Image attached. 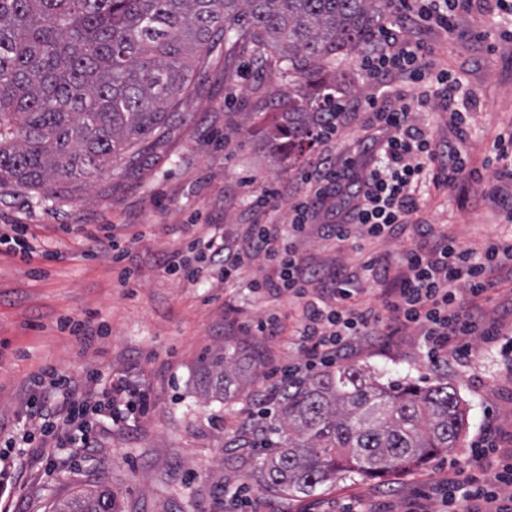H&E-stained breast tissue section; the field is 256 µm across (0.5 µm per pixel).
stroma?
Instances as JSON below:
<instances>
[{"label":"stroma","mask_w":512,"mask_h":512,"mask_svg":"<svg viewBox=\"0 0 512 512\" xmlns=\"http://www.w3.org/2000/svg\"><path fill=\"white\" fill-rule=\"evenodd\" d=\"M436 56L463 83L469 97V137L464 148L483 179L446 192L423 191L422 216L460 245L481 249L512 238V223L484 197L493 178L486 168L498 133L512 128V44L488 52L471 26L431 41ZM297 88L280 73L256 72L250 47L213 54L192 84V95L167 123L164 136L117 159L87 189L49 195L9 188L0 191V225L27 227L33 250L21 260L0 245V454L11 451V429L22 412L29 380L51 364L73 379L102 369L107 378L130 376L149 386L154 404L147 416L119 425L95 422L99 448L88 460L79 449L58 448L51 462L22 458L0 512H52L53 502L102 486L112 490L118 512H408L428 503L443 512L442 476L479 463L492 476L512 452V301L494 290L482 305L498 336H474L466 361L437 366L422 337L383 334L357 345L348 365L388 380L452 384L463 398L468 429L458 448L432 462L389 473L382 479H339L310 496L285 497L261 488L255 465L264 448H234L231 440L256 426L273 427L249 394L224 401L205 396L207 358L247 349L263 368L295 365L302 356L250 325L270 312H287V296L255 294L249 280L259 263L246 266L239 283L215 276L190 284L171 277L161 256L186 251L195 239L239 237V214L268 187L295 191L296 174L318 147L284 158L272 134L280 124L275 102ZM106 224L127 243L122 281L107 242L92 243L83 229ZM312 263L354 264L351 245L335 247L310 231L297 239ZM53 260H44V253ZM106 325L93 346L58 329L59 319ZM496 451L473 460L482 441Z\"/></svg>","instance_id":"35a3bbf8"}]
</instances>
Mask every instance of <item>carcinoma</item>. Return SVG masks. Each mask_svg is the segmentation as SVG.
<instances>
[{
    "mask_svg": "<svg viewBox=\"0 0 512 512\" xmlns=\"http://www.w3.org/2000/svg\"><path fill=\"white\" fill-rule=\"evenodd\" d=\"M392 0H0V189L81 191L112 161L159 136L216 50L252 46L304 91L276 135L301 151L336 129V66L371 43ZM257 365L237 354L209 367L228 399ZM467 414L446 382H381L360 369L290 378L277 398L280 441L257 470L283 496L338 478H376L457 447ZM53 512H114L112 491L83 490Z\"/></svg>",
    "mask_w": 512,
    "mask_h": 512,
    "instance_id": "cac0c4a2",
    "label": "carcinoma"
}]
</instances>
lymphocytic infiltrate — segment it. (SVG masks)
<instances>
[{
  "label": "lymphocytic infiltrate",
  "mask_w": 512,
  "mask_h": 512,
  "mask_svg": "<svg viewBox=\"0 0 512 512\" xmlns=\"http://www.w3.org/2000/svg\"><path fill=\"white\" fill-rule=\"evenodd\" d=\"M393 2V19L380 29L378 51L360 62L367 76L386 89L384 97L369 98L362 107L360 118L368 132L364 159L324 153L300 174L287 223L276 218L281 190L268 188L252 200L245 229L234 244L209 242L207 253L193 265L170 259L163 263L165 273L188 281L214 268L229 283L245 265L262 260L267 273L252 279L250 288L288 296L294 313L287 320L268 314L255 327L266 336H287L309 370L347 359L357 341L386 328L423 336L432 362L451 354L468 358L469 337L489 333L482 322V301L496 285L512 283V241H491L479 252L463 247L427 224L416 194L422 182L449 190L479 174L463 149L469 115L454 106L458 82L415 34L421 27L448 35L471 12L474 0ZM411 87L418 96L408 95ZM434 99L447 112L452 135L442 144L434 143L412 116L415 107ZM314 224L340 244L359 236L393 239L410 227L416 241L393 264L368 256L350 267L328 269L310 262L293 244ZM366 282L377 286L376 303L358 299ZM100 379L96 368L79 385L54 365L39 367L31 377L37 392L22 414L30 433L56 445L69 439L71 428H80V449L90 454L97 440L86 427L87 413L107 414L115 424L127 411L149 413L147 389L122 378L111 383L108 399L101 400L95 395ZM445 484L449 512H512V501L503 500L512 489V460L504 461L490 480L455 468Z\"/></svg>",
  "instance_id": "1"
}]
</instances>
